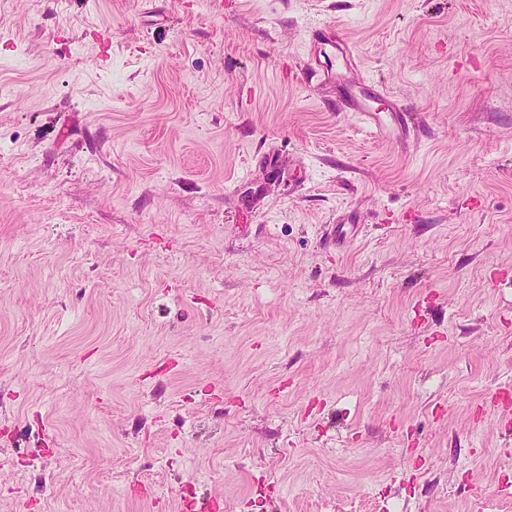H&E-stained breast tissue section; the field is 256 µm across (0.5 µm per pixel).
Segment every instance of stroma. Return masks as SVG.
Returning a JSON list of instances; mask_svg holds the SVG:
<instances>
[{
    "instance_id": "1",
    "label": "stroma",
    "mask_w": 512,
    "mask_h": 512,
    "mask_svg": "<svg viewBox=\"0 0 512 512\" xmlns=\"http://www.w3.org/2000/svg\"><path fill=\"white\" fill-rule=\"evenodd\" d=\"M507 394L512 0L0 8V512H512ZM310 43L314 45L315 50H317L319 45L331 46L338 51V54L344 62L346 71L355 68L352 62V47L335 25L323 24L313 29L310 36ZM370 87L361 81L351 83L343 94L333 99V110L354 115L375 137L393 140L408 148L415 140L411 133L414 128L411 112L393 106L387 107L385 111L378 110L373 103L379 96L370 95L365 91H372ZM382 113L384 115H381ZM362 232L359 224H331L322 235L325 247L330 249L344 244Z\"/></svg>"
}]
</instances>
